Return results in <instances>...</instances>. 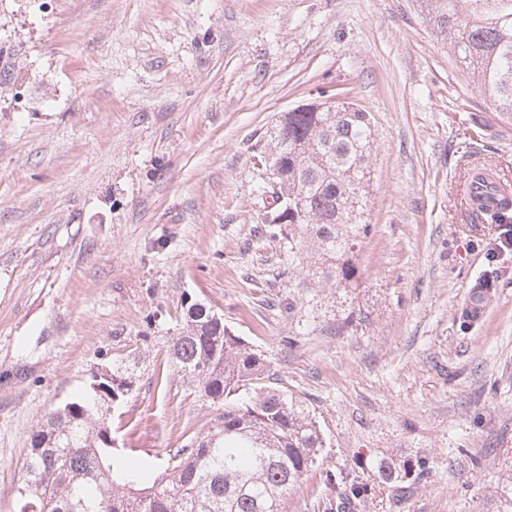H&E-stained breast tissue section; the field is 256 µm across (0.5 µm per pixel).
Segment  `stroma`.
Listing matches in <instances>:
<instances>
[{"mask_svg":"<svg viewBox=\"0 0 512 512\" xmlns=\"http://www.w3.org/2000/svg\"><path fill=\"white\" fill-rule=\"evenodd\" d=\"M324 92L374 125L350 288L296 287L287 240L254 219L256 140ZM493 110L414 0H0V512L98 350L164 335L194 302L320 425L288 512H325V473L365 481L380 456L430 470L360 512H512V258L467 218L470 160L512 180ZM163 361L151 346L112 415L128 461L217 415Z\"/></svg>","mask_w":512,"mask_h":512,"instance_id":"35a3bbf8","label":"stroma"}]
</instances>
